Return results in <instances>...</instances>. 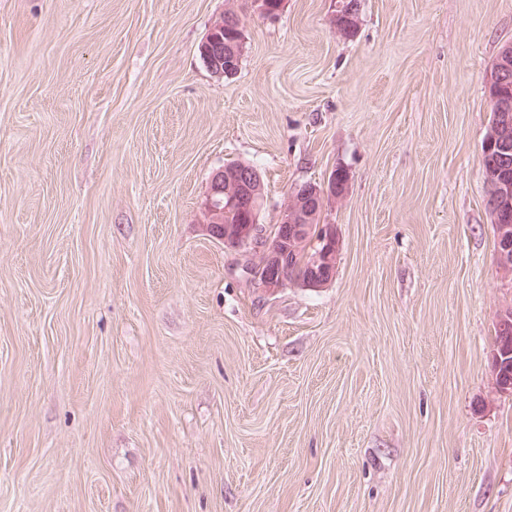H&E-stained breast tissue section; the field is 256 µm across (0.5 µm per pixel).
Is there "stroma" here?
Masks as SVG:
<instances>
[{
  "mask_svg": "<svg viewBox=\"0 0 512 512\" xmlns=\"http://www.w3.org/2000/svg\"><path fill=\"white\" fill-rule=\"evenodd\" d=\"M0 0V512H512V307L482 145L512 0ZM277 223L336 169L325 288L264 294L212 172ZM241 21L240 19H237L235 22H231L230 24L224 23V21L221 19L217 23H215L207 33L203 43H202V51H205L206 48L209 46L210 43H213L217 38V33L220 32V30L223 29L224 32H222V38L216 41L212 47H211V53L209 58L204 57V55L200 51L199 47V53L203 61L207 64V66L210 68L213 63H222V67L224 65H227L228 60H226V55L224 59V46L229 45L233 41L238 40V36L240 34L239 29L242 30V27L240 25ZM203 56V57H202ZM218 66V68L212 67L213 72L217 76H224V69Z\"/></svg>",
  "mask_w": 512,
  "mask_h": 512,
  "instance_id": "obj_1",
  "label": "stroma"
}]
</instances>
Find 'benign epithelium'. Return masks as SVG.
<instances>
[{
    "mask_svg": "<svg viewBox=\"0 0 512 512\" xmlns=\"http://www.w3.org/2000/svg\"><path fill=\"white\" fill-rule=\"evenodd\" d=\"M489 144L507 155L512 152L508 127L493 129ZM336 201V172H331L327 183L297 187L280 212L276 224L259 223L264 202V183L261 172L250 165L229 164L215 170L208 183L202 202L203 227L206 233L224 246L238 248L254 256L251 261L253 278L264 292L273 294L288 286L297 288H324L336 276L339 256V237L336 225L317 222L325 219L327 208ZM235 206L243 223H224V210ZM317 228V245L307 255V275L300 281L290 279L293 258L307 240L312 228ZM503 247L497 250L498 269L505 275L512 273V216L506 215L497 225ZM512 351L504 347L492 353L495 380L502 391L509 384L501 382L502 367Z\"/></svg>",
    "mask_w": 512,
    "mask_h": 512,
    "instance_id": "1",
    "label": "benign epithelium"
}]
</instances>
